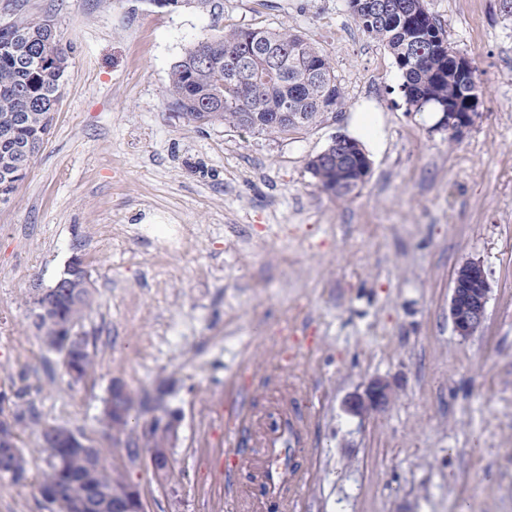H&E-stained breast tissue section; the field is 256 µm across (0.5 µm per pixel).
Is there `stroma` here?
<instances>
[{
  "label": "stroma",
  "mask_w": 512,
  "mask_h": 512,
  "mask_svg": "<svg viewBox=\"0 0 512 512\" xmlns=\"http://www.w3.org/2000/svg\"><path fill=\"white\" fill-rule=\"evenodd\" d=\"M426 4L476 69L479 116L457 141L409 111L348 0H0V26L51 19L69 63L50 132L0 204V419L28 461L24 481L0 476V512H50L49 426L109 449L145 512H512V14ZM247 27L323 50L342 112L286 138L179 116L173 64ZM362 114L379 135L371 172L337 199L307 162ZM74 255L94 284L78 330L96 364L79 382L27 306ZM468 260L492 290L464 338L449 301ZM285 323L298 341L281 354ZM376 377L386 409L346 414ZM115 380L136 430L172 421L169 483L102 428Z\"/></svg>",
  "instance_id": "stroma-1"
}]
</instances>
